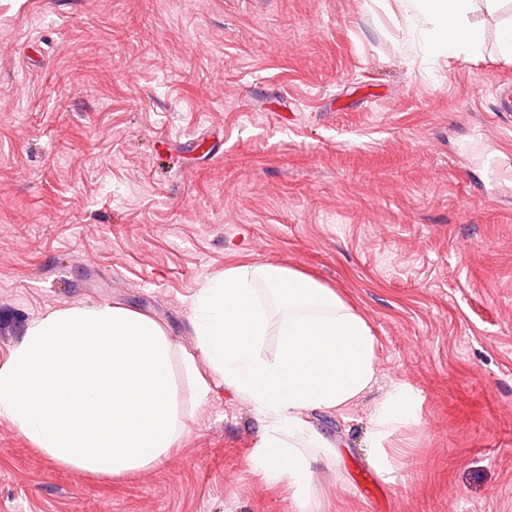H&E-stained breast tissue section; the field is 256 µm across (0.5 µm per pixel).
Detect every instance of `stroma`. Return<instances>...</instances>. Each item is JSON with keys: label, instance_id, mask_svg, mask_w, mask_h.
Instances as JSON below:
<instances>
[{"label": "stroma", "instance_id": "stroma-1", "mask_svg": "<svg viewBox=\"0 0 512 512\" xmlns=\"http://www.w3.org/2000/svg\"><path fill=\"white\" fill-rule=\"evenodd\" d=\"M511 22L473 0L448 57L401 0H0V361L71 305L147 312L190 350L212 276L285 266L378 340L380 387L313 418L334 512H512V128L489 92ZM395 382L420 417L369 498ZM262 434L219 386L162 464L107 479L0 420V512H294L248 463ZM419 411V394L404 383H393L373 408L368 424L372 444L369 462L376 474L386 482L392 480L394 460L386 448L381 447L399 428L415 424Z\"/></svg>", "mask_w": 512, "mask_h": 512}]
</instances>
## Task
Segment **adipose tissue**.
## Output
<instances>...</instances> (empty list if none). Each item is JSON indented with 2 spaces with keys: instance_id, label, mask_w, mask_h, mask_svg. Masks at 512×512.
Masks as SVG:
<instances>
[{
  "instance_id": "adipose-tissue-1",
  "label": "adipose tissue",
  "mask_w": 512,
  "mask_h": 512,
  "mask_svg": "<svg viewBox=\"0 0 512 512\" xmlns=\"http://www.w3.org/2000/svg\"><path fill=\"white\" fill-rule=\"evenodd\" d=\"M429 17L435 50L456 56L471 39V0H405ZM195 354L183 357L195 405L213 379L247 402L264 424L248 461L267 489L293 491L296 512H323L311 487L318 460L338 453L310 424L315 411L344 413L379 382L378 341L335 290L284 266L225 268L192 301ZM275 353H267L268 337ZM175 348L153 317L118 304L65 307L31 322L0 362V419L60 465L122 477L160 464L189 418L172 361ZM420 397L395 383L369 418V462L390 479L383 444L419 418Z\"/></svg>"
}]
</instances>
